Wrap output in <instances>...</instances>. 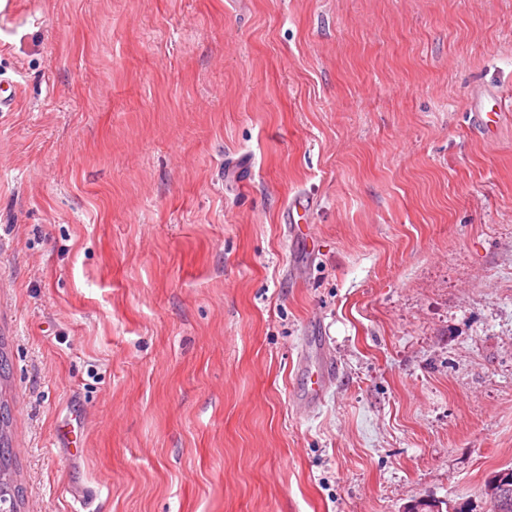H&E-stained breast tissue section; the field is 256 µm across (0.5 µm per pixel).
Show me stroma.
Returning a JSON list of instances; mask_svg holds the SVG:
<instances>
[{"instance_id": "stroma-1", "label": "stroma", "mask_w": 512, "mask_h": 512, "mask_svg": "<svg viewBox=\"0 0 512 512\" xmlns=\"http://www.w3.org/2000/svg\"><path fill=\"white\" fill-rule=\"evenodd\" d=\"M0 77L20 512H489L512 0H0Z\"/></svg>"}]
</instances>
